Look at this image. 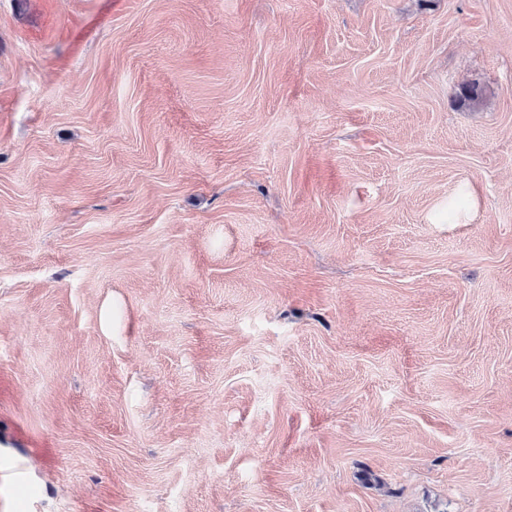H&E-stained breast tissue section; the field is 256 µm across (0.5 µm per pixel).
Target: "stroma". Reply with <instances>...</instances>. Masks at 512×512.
I'll list each match as a JSON object with an SVG mask.
<instances>
[{
    "label": "stroma",
    "mask_w": 512,
    "mask_h": 512,
    "mask_svg": "<svg viewBox=\"0 0 512 512\" xmlns=\"http://www.w3.org/2000/svg\"><path fill=\"white\" fill-rule=\"evenodd\" d=\"M20 459L0 512H512V0H0Z\"/></svg>",
    "instance_id": "1"
}]
</instances>
